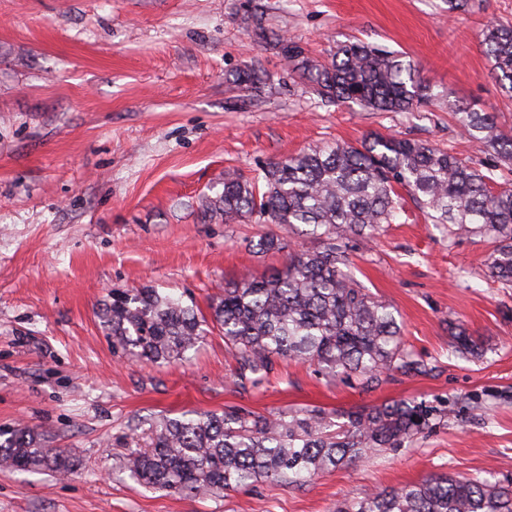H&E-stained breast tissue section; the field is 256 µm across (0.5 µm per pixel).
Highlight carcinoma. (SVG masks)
<instances>
[{"mask_svg": "<svg viewBox=\"0 0 512 512\" xmlns=\"http://www.w3.org/2000/svg\"><path fill=\"white\" fill-rule=\"evenodd\" d=\"M255 35L270 39L299 77L327 102L375 112H412L432 96L416 66L360 40L336 45L330 60L306 56L295 40L268 36L251 15ZM491 72L512 95V26L489 25L482 38ZM460 130L491 148L512 170V134L495 116L448 104ZM404 190L433 223L451 233L491 234L492 278L512 286V179L492 178L429 143L372 133L358 145L314 146L271 161L254 174L224 173V189L203 201L224 220L282 224L319 239L316 250H292L284 267L224 285L206 318L181 298L153 288L112 291L99 312L112 350L151 363H173L214 324L238 364L239 380L264 382L278 360H301L336 378H356L366 391L384 376L425 374L429 368L405 349L399 313L356 279L346 240L370 239L392 223ZM259 253L283 249L262 235ZM455 351L479 347L464 327H450ZM433 407L398 400L343 411L318 409L261 415L245 407L224 414L163 417L150 448H130L121 469L153 488L197 497L220 495L258 479L301 487L316 476L388 448H401L432 426ZM0 467L71 475L78 463L27 427H0ZM336 512H512V475L432 476L399 489L345 500Z\"/></svg>", "mask_w": 512, "mask_h": 512, "instance_id": "obj_1", "label": "carcinoma"}]
</instances>
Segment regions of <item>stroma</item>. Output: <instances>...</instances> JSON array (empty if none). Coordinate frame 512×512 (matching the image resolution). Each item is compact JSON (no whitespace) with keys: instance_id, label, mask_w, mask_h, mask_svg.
Wrapping results in <instances>:
<instances>
[{"instance_id":"35a3bbf8","label":"stroma","mask_w":512,"mask_h":512,"mask_svg":"<svg viewBox=\"0 0 512 512\" xmlns=\"http://www.w3.org/2000/svg\"><path fill=\"white\" fill-rule=\"evenodd\" d=\"M266 30L321 60L356 37L398 52L433 86L414 112L329 103L248 26V0H0V427L26 426L78 459L76 474L0 469V512H335L339 502L432 475L512 473V287L494 281L488 236L449 233L403 197L395 223L349 239L353 273L403 319L407 350L430 369L374 391L315 366L277 365L236 382L211 330L183 360L153 365L112 351L98 313L113 289L149 286L203 314L224 284L283 267L254 253L278 224L225 222L199 208L224 173H248L315 145L373 131L475 150L448 110L494 113L512 133V96L491 73L482 32L512 25V0H257ZM264 72L258 87L227 74ZM479 338L463 358L449 324ZM418 399L448 410L405 447L295 488L270 481L199 498L143 487L120 468L160 418L188 411H328Z\"/></svg>"}]
</instances>
